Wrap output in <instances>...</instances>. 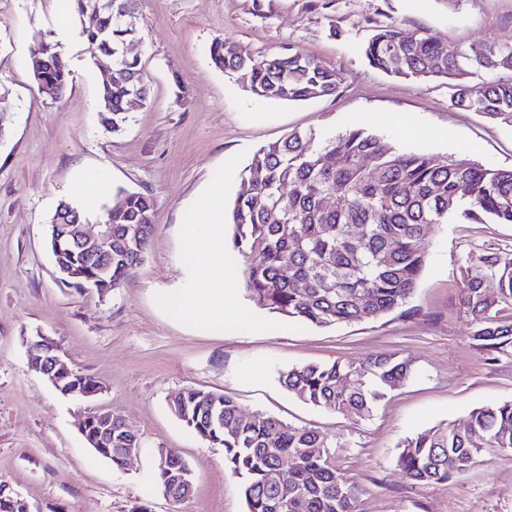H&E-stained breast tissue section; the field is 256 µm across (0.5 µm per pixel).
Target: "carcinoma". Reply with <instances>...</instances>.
<instances>
[{
    "instance_id": "carcinoma-1",
    "label": "carcinoma",
    "mask_w": 512,
    "mask_h": 512,
    "mask_svg": "<svg viewBox=\"0 0 512 512\" xmlns=\"http://www.w3.org/2000/svg\"><path fill=\"white\" fill-rule=\"evenodd\" d=\"M138 0H112V12L94 15L88 0H71L80 36L92 64L110 65L119 74L100 88L105 128L122 130L128 103L147 99L140 60L124 54L139 39ZM368 64L408 80L450 81L452 106L512 126V47L471 44L450 54L425 33L406 34L384 26L360 45ZM212 64L236 76L255 97L269 101H307L329 97L343 76L293 48L256 63L227 39L209 47ZM37 89L47 100L65 91L67 59L52 41L31 58ZM288 187V194L281 193ZM156 201L150 194L119 189L103 208L100 223L112 225V280L120 288L134 266L144 261ZM450 221L512 224V167L490 170L456 156L399 149L384 136L350 128L329 136L292 131L258 149L244 170L228 213L232 249L245 262V290L252 303L271 314L331 327L375 319L402 305L413 293L424 265L420 242L433 224ZM55 264L72 271L68 285L83 288L94 263L67 244L53 254ZM468 268L462 304L472 339L487 350L512 343V258L483 259ZM498 280L496 295H486L483 269ZM413 374L411 360L379 353L363 361L295 365L282 372L289 393L314 406L349 418H364ZM67 395L79 398L98 387L89 375L70 368ZM173 414L197 437L224 449V464L242 478L247 512H283L279 489L268 482L284 468L292 497L288 512H356L359 488L336 467L334 443L321 432L287 423L264 411L242 412L224 394L181 390L170 398ZM112 463L121 467L141 447L137 432L112 417ZM512 458V400L472 410L462 424L444 423L406 438L397 464L424 485L445 483L482 462L489 451ZM190 472L179 458L156 466L161 490L175 502L193 491Z\"/></svg>"
}]
</instances>
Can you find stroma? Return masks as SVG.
I'll return each instance as SVG.
<instances>
[{
  "label": "stroma",
  "mask_w": 512,
  "mask_h": 512,
  "mask_svg": "<svg viewBox=\"0 0 512 512\" xmlns=\"http://www.w3.org/2000/svg\"><path fill=\"white\" fill-rule=\"evenodd\" d=\"M57 6L0 0V96L8 101L0 114V482L31 512H247L223 449L189 432L169 408L171 393L194 388L335 440L337 467L362 488L357 512H512V460L492 459L430 486L414 484L396 464L406 437L512 400V344L492 352L477 345L461 302L467 267L492 253L512 258V224L434 225L421 243L425 267L413 294L374 320L318 328L284 319L274 335L201 336L155 302L190 277L181 226L213 175L232 204L253 154L291 131L363 128L404 150L511 167L512 126L455 108L440 82L371 68L358 47L390 24L426 32L451 52L482 42L512 46V0H140L141 39L131 52L150 94L117 135L100 120L105 76L76 23L58 26ZM218 37L257 62L293 47L344 82L331 97L256 99L212 65L209 46ZM47 40L58 43L73 75L54 102L38 94L31 70L32 48ZM87 168L106 169L112 189L156 200L148 256L105 297L63 284L47 247L59 204L80 206L71 182ZM39 331L98 381L97 394L63 396L30 369L25 339ZM382 352L410 359L414 375L363 419L304 403L278 381L298 364ZM98 409L123 417L141 438L123 467L97 455L79 431ZM161 449L191 468L190 499L172 501L158 488Z\"/></svg>",
  "instance_id": "stroma-1"
}]
</instances>
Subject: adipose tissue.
I'll list each match as a JSON object with an SVG mask.
<instances>
[{"label": "adipose tissue", "instance_id": "ef3b65f1", "mask_svg": "<svg viewBox=\"0 0 512 512\" xmlns=\"http://www.w3.org/2000/svg\"><path fill=\"white\" fill-rule=\"evenodd\" d=\"M180 250L193 273L190 283L158 295L157 303L171 317L210 336L224 333H273V321L256 319L237 308L236 284L224 265V192L220 179L199 198L191 223L183 225Z\"/></svg>", "mask_w": 512, "mask_h": 512}]
</instances>
